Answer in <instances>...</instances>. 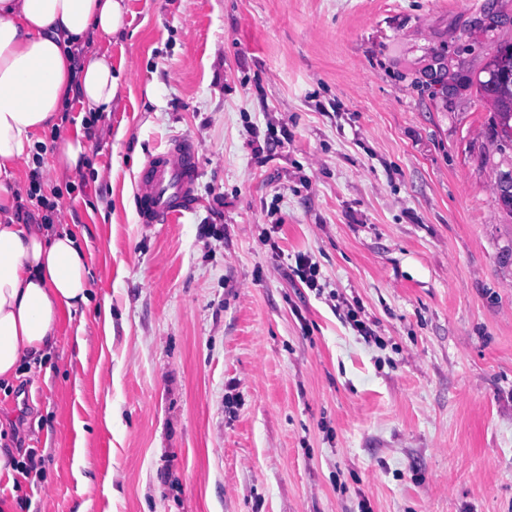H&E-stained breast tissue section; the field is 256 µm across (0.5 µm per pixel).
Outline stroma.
I'll list each match as a JSON object with an SVG mask.
<instances>
[{
    "label": "stroma",
    "mask_w": 512,
    "mask_h": 512,
    "mask_svg": "<svg viewBox=\"0 0 512 512\" xmlns=\"http://www.w3.org/2000/svg\"><path fill=\"white\" fill-rule=\"evenodd\" d=\"M511 45L512 0H130L124 31L79 49L123 82L85 178L22 173L88 228L112 329L64 320L47 370L0 391L33 460L0 497L512 512V139L476 92ZM180 135L196 206L139 223L136 176ZM300 254L384 347L285 276Z\"/></svg>",
    "instance_id": "1"
}]
</instances>
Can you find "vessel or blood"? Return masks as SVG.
I'll list each match as a JSON object with an SVG mask.
<instances>
[{
	"label": "vessel or blood",
	"mask_w": 512,
	"mask_h": 512,
	"mask_svg": "<svg viewBox=\"0 0 512 512\" xmlns=\"http://www.w3.org/2000/svg\"><path fill=\"white\" fill-rule=\"evenodd\" d=\"M199 175L198 149L191 137H177L148 157L136 179L140 222L166 224L184 217L195 204Z\"/></svg>",
	"instance_id": "obj_1"
}]
</instances>
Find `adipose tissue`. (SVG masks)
Here are the masks:
<instances>
[{
	"label": "adipose tissue",
	"mask_w": 512,
	"mask_h": 512,
	"mask_svg": "<svg viewBox=\"0 0 512 512\" xmlns=\"http://www.w3.org/2000/svg\"><path fill=\"white\" fill-rule=\"evenodd\" d=\"M128 12L127 0H0V385L49 352L66 315L96 296L78 234L22 223L12 187L39 154L47 171L80 178L86 146L59 132V114L73 100L110 111L120 78L106 53L74 68L72 48L119 33Z\"/></svg>",
	"instance_id": "obj_1"
}]
</instances>
